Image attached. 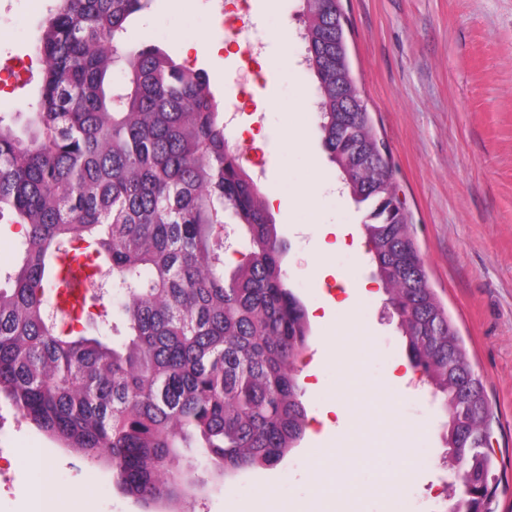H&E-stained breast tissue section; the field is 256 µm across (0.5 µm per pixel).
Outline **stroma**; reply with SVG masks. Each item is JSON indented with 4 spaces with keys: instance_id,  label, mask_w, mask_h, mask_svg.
Returning <instances> with one entry per match:
<instances>
[{
    "instance_id": "35a3bbf8",
    "label": "stroma",
    "mask_w": 512,
    "mask_h": 512,
    "mask_svg": "<svg viewBox=\"0 0 512 512\" xmlns=\"http://www.w3.org/2000/svg\"><path fill=\"white\" fill-rule=\"evenodd\" d=\"M259 0L222 5L221 0H150L130 26L134 44L157 45L178 60L207 71L212 91H224L237 112L238 126L226 127L230 148L262 163L263 197L291 186L335 183L337 172L322 147L316 115L298 102L312 97L306 68L269 70L252 65L239 45L258 41L262 54L301 57L299 0ZM54 0H40L37 11L12 8L0 0V80L9 79L17 54L32 48ZM349 19V47L359 90L374 127L389 146L393 178L432 288L446 305L463 337L468 357L482 377L493 416L494 512H512V0H342ZM289 27L288 40L278 35ZM216 37L219 56L184 51L186 37ZM303 131L301 153L285 148L280 136ZM280 235L288 243L285 267L304 301L311 323L307 350L299 360L307 428L297 448L278 465L258 467L223 479L198 449H183L177 462L197 483L179 512H266L269 498L288 512H398L413 499L415 512H444L446 445L443 415L426 387H410L395 409L386 404L359 408L367 431L324 430L319 414L341 386L346 372L328 357L332 327L322 319L328 301L342 300L344 286L335 271L372 277L367 253L340 250L330 260L325 281L308 274L307 259L325 224L359 228L363 211L346 196L322 192L316 207L286 211L273 207ZM386 294L363 303L369 327L356 365L363 389L384 392L396 365L406 363L405 344L395 319L386 315ZM14 408L0 400V444L13 457L9 489L0 491V512H29L25 487L32 471L18 461L22 449H41L53 471L47 496L62 512H144L121 494L110 471L83 453L60 447L31 423H15ZM412 430L421 449L418 471L394 498L385 479L397 458L379 438H392L388 420ZM355 449L351 466L371 494L315 496L311 459L316 449Z\"/></svg>"
}]
</instances>
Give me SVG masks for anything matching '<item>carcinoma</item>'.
Returning <instances> with one entry per match:
<instances>
[{
	"mask_svg": "<svg viewBox=\"0 0 512 512\" xmlns=\"http://www.w3.org/2000/svg\"><path fill=\"white\" fill-rule=\"evenodd\" d=\"M146 0H54L33 50L39 96L22 130L0 115V216L24 231L0 285V398L64 448L112 473L152 512L186 495L170 470L197 448L224 477L274 466L302 440L307 309L287 242L224 135L205 70L127 46ZM317 127L399 318L409 365L462 446V512H491L494 450L481 376L431 288L351 67L341 0H300ZM121 67L123 78L113 80ZM241 259L228 268L224 228ZM106 269L125 338L72 283Z\"/></svg>",
	"mask_w": 512,
	"mask_h": 512,
	"instance_id": "1",
	"label": "carcinoma"
}]
</instances>
